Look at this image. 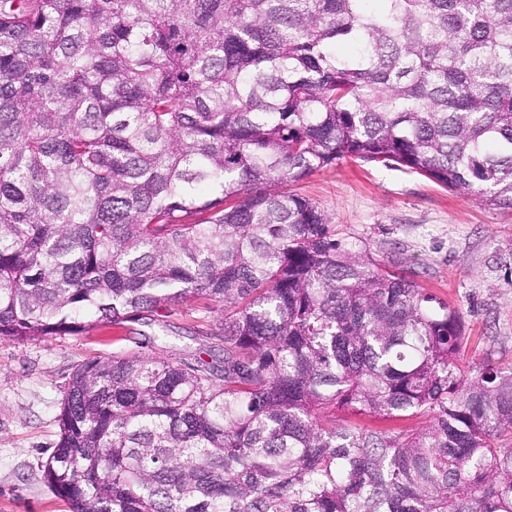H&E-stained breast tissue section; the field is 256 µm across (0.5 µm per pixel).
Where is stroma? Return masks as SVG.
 <instances>
[{"mask_svg":"<svg viewBox=\"0 0 512 512\" xmlns=\"http://www.w3.org/2000/svg\"><path fill=\"white\" fill-rule=\"evenodd\" d=\"M332 214L337 239L459 307L465 367L512 369V210L492 209L403 167L339 161L294 183ZM216 318L204 300L177 306L157 344L199 352ZM113 329L16 342L0 339V512H70L44 481L61 390L73 368L126 349Z\"/></svg>","mask_w":512,"mask_h":512,"instance_id":"obj_1","label":"stroma"}]
</instances>
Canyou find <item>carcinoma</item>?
Instances as JSON below:
<instances>
[{"mask_svg":"<svg viewBox=\"0 0 512 512\" xmlns=\"http://www.w3.org/2000/svg\"><path fill=\"white\" fill-rule=\"evenodd\" d=\"M347 159L512 209V0H0V338L218 314L74 367L72 512H512V370L282 189ZM207 306L202 299L189 298L175 307L176 311L171 317L163 318L171 324L168 329L161 328L160 325L136 328L144 329L149 335H155L156 344L166 346L167 350L176 353V356L192 355L199 352L206 343V338L199 331L207 330L217 316Z\"/></svg>","mask_w":512,"mask_h":512,"instance_id":"carcinoma-1","label":"carcinoma"}]
</instances>
